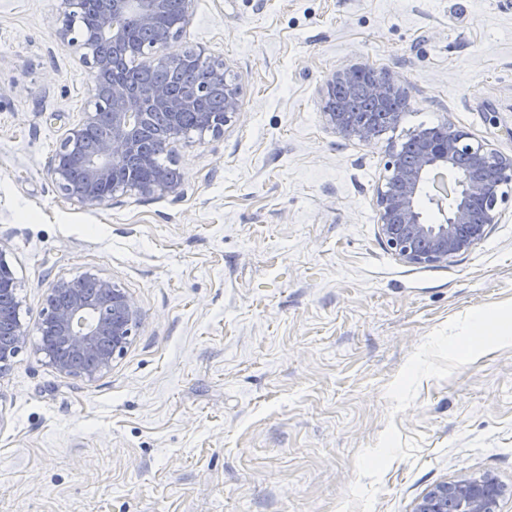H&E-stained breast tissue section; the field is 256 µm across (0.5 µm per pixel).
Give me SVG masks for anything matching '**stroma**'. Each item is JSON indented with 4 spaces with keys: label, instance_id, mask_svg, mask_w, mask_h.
Listing matches in <instances>:
<instances>
[{
    "label": "stroma",
    "instance_id": "1",
    "mask_svg": "<svg viewBox=\"0 0 512 512\" xmlns=\"http://www.w3.org/2000/svg\"><path fill=\"white\" fill-rule=\"evenodd\" d=\"M59 0H0V251L35 329L60 278L126 289L142 323L95 379L26 345L0 373V512H412L488 471L512 487V198L439 266L382 243L393 145L446 123L512 155V0H193L171 52L241 87L221 134L174 148L179 196L65 198L49 163L91 108ZM393 73L392 139L334 133L327 78ZM491 315L487 310H475L469 313L459 327L458 334L452 336H485L490 328Z\"/></svg>",
    "mask_w": 512,
    "mask_h": 512
}]
</instances>
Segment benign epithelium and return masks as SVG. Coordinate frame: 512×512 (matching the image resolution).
Listing matches in <instances>:
<instances>
[{"label": "benign epithelium", "mask_w": 512, "mask_h": 512, "mask_svg": "<svg viewBox=\"0 0 512 512\" xmlns=\"http://www.w3.org/2000/svg\"><path fill=\"white\" fill-rule=\"evenodd\" d=\"M171 0H109V6L97 20V32L103 48L91 46L82 31L71 26L60 32L62 40L86 50L83 61L93 78V108L68 129L51 160L50 175L67 198L84 206H105L129 192L165 197L179 193L181 175L174 170L152 171V158L144 143L159 138L171 147L184 138L182 117L196 109L210 89L224 93V121L201 113L203 132H223L240 109V89L229 78L226 64L205 56L202 50L167 53L174 30L158 33L151 54L171 70L203 65L210 84L191 86L180 93L162 84L133 89L116 70L114 61L138 55L128 41L126 23L133 19L145 29L152 28L170 7ZM358 67L333 73L323 95V117L329 127L344 137L360 141L372 139L366 124H353L336 100V90L356 82ZM369 92L375 104L385 106L389 99L406 93L387 71L374 73ZM163 113L167 126L157 131L149 117ZM152 171L141 178L129 168ZM389 172L377 191L379 235L385 246L401 261L411 265H446L481 244L498 223L500 204L507 196L500 194L502 182L512 180V156H505L482 143H473L469 134L448 129L441 140L429 134L416 139L415 154L407 162L398 152H391L385 162ZM434 173L449 174L452 192L433 197L443 219L428 222L419 206L420 198ZM96 292L86 294L74 287V281L61 278L48 289V308L38 335L45 336L38 350L61 374L81 369L85 377L95 378L112 365L115 356L131 343L142 321V312L134 298L113 282L90 276ZM16 279L0 251V321L13 325L10 343L0 344V373L5 371L17 352L27 345L29 333L19 318ZM508 488L490 473H475L435 485L415 503L413 512H448V504L459 512H497L499 500Z\"/></svg>", "instance_id": "benign-epithelium-1"}]
</instances>
